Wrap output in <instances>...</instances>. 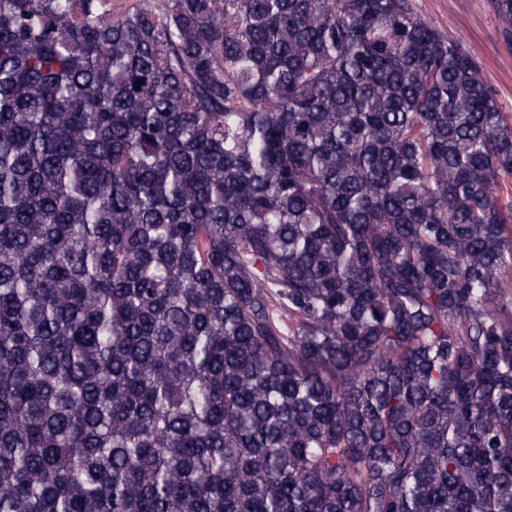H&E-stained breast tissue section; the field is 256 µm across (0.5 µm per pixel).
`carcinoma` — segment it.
<instances>
[{
	"mask_svg": "<svg viewBox=\"0 0 512 512\" xmlns=\"http://www.w3.org/2000/svg\"><path fill=\"white\" fill-rule=\"evenodd\" d=\"M509 194L408 0H0V512H512Z\"/></svg>",
	"mask_w": 512,
	"mask_h": 512,
	"instance_id": "1",
	"label": "carcinoma"
}]
</instances>
